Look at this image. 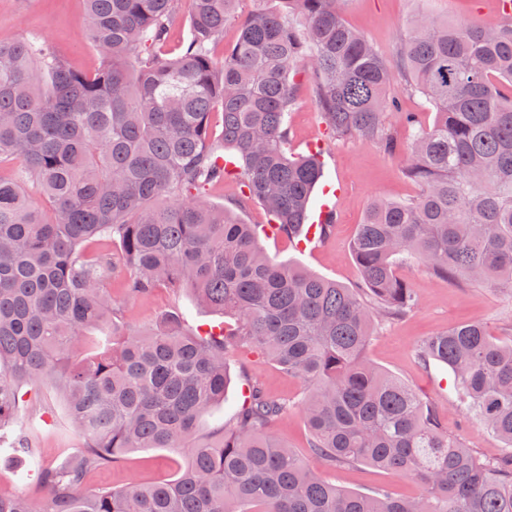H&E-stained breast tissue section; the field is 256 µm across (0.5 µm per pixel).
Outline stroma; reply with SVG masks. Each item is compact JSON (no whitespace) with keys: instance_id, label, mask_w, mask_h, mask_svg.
Returning <instances> with one entry per match:
<instances>
[{"instance_id":"1","label":"stroma","mask_w":512,"mask_h":512,"mask_svg":"<svg viewBox=\"0 0 512 512\" xmlns=\"http://www.w3.org/2000/svg\"><path fill=\"white\" fill-rule=\"evenodd\" d=\"M428 13L454 22L474 21L496 26L503 19L501 0H347L343 16L347 24L361 33L386 58L395 59L403 31L420 13ZM84 0H0V42H10L29 32L47 39L74 69L91 73L100 66V57L85 37ZM296 90L289 114L288 152L309 153L319 147L324 168L323 185L335 190L336 223L331 235L307 249L295 248L288 238L264 235L263 250L280 262L302 266L316 274L352 287L360 273L351 251V241L370 204L379 198L405 200L418 193L416 183L403 170V160L387 155L375 141L361 138H335L329 135L315 105L314 86L307 75L295 78ZM399 99L397 111L385 113L382 125L400 144H407L409 126L402 120L413 113L419 126L427 128L435 121V110L425 97L402 85H394ZM206 200L235 210L246 224H266L270 217L259 203L240 204L241 184L225 179L208 188ZM400 278L407 281L417 298L415 309L405 318L380 326L371 337L366 355L382 371L412 387L438 413L449 434L459 436L464 447L487 459L498 456L500 443L487 431L469 425L457 402L454 378L448 369L426 367L417 358L423 338L461 323L479 322L492 337L512 339V293L486 284L451 282L436 277L422 264L402 261L396 266ZM123 277L111 275L114 297L122 299L124 320L139 328L152 327L167 311H181L189 327L222 323V314L200 306L191 290L159 288L145 298H125ZM231 383L222 403L209 407L199 418L194 442L221 436L244 401V387L256 385L270 398L286 401L287 411L270 426L271 432L294 448L316 473L347 491L370 493L388 488L410 498L419 492L413 480L371 466L329 468L309 447V436L298 403L305 387L297 379L274 366L260 354L238 348L227 358ZM63 393L53 383L27 386L19 405L22 420L34 423V448L44 463H64L82 443L70 427ZM190 458L186 448L132 449L121 461L91 474L87 490L120 489L128 483L151 484L173 477ZM23 492L33 501L47 495L36 472L27 462L17 461L8 448L0 447V494Z\"/></svg>"}]
</instances>
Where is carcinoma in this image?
<instances>
[{"label":"carcinoma","instance_id":"obj_1","mask_svg":"<svg viewBox=\"0 0 512 512\" xmlns=\"http://www.w3.org/2000/svg\"><path fill=\"white\" fill-rule=\"evenodd\" d=\"M191 0L190 37L158 53L179 0H85L93 74L74 70L48 41L0 43V444L35 458L18 416L24 385L53 382L83 448L59 467L36 462L48 504L0 495V512H512V341L481 323L429 336L424 365L448 367L459 403L502 453L479 460L437 414L365 353L374 324L407 315L411 287L394 272L416 260L448 280L512 292V20L493 28L417 16L395 62L343 18L345 0ZM239 22L215 58L210 44ZM305 68L328 133L378 142L404 158L420 187L378 199L351 244L357 288L270 258L264 226L244 224L202 190L232 175L238 206L257 201L276 232L306 223L323 177L317 156L288 155L294 77ZM436 110L402 147L382 127L396 84ZM223 129L213 135V111ZM39 185L43 203L26 184ZM117 248L91 250L94 243ZM124 296L188 288L231 316L220 332L193 331L178 313L139 329ZM112 322V347L75 352L86 329ZM259 352L306 393L299 409L310 448L329 466L363 463L419 484L400 497L339 488L269 431L287 405L253 392L214 443L188 446L200 415L224 401L228 349ZM190 448L174 478L87 494L96 470L130 449Z\"/></svg>","mask_w":512,"mask_h":512}]
</instances>
